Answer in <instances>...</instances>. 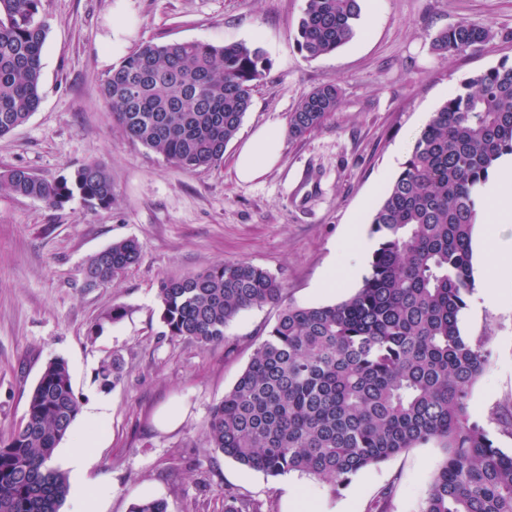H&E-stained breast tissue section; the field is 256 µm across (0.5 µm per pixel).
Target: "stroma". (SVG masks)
Instances as JSON below:
<instances>
[{"label": "stroma", "instance_id": "1", "mask_svg": "<svg viewBox=\"0 0 512 512\" xmlns=\"http://www.w3.org/2000/svg\"><path fill=\"white\" fill-rule=\"evenodd\" d=\"M307 0H41L48 25L42 51V102L23 125L0 138V170L22 166L48 181L96 161L112 177V204L91 210L80 200L62 208L0 189V436L23 416L44 365L69 367L80 406L109 405L108 437L91 478L109 488L104 512L160 498L168 512H224L232 489L290 512L287 489L320 512H365L394 484L390 512H419L444 460L421 445L359 473L335 497L321 482L270 478L208 448L203 427L212 408L246 367L254 342L276 319L273 306L243 311L226 343L198 346L165 335L157 288L238 259L282 279L300 305L332 304L353 286L322 293L329 267L343 268L354 226L371 215L400 173L433 112L462 83L512 63V0H361L354 37L335 53L302 54L297 26ZM132 29L126 44L107 49L114 20ZM466 19L491 24L486 47L443 58L436 34ZM244 42L270 66L239 129L286 126L303 95L337 85L343 104L301 140H285L280 163L263 178L239 182L231 141L221 163L186 172L131 143L107 107L101 85L145 42ZM133 237L138 263L105 285L84 286V267L112 242ZM122 319L107 321L113 306ZM469 338L487 337L490 365L473 388L470 412L487 424L492 409L512 404V303L467 305L460 320ZM120 354L122 378L109 391L95 382L101 361ZM178 420L163 425L164 412Z\"/></svg>", "mask_w": 512, "mask_h": 512}]
</instances>
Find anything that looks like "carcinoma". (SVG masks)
<instances>
[{
    "mask_svg": "<svg viewBox=\"0 0 512 512\" xmlns=\"http://www.w3.org/2000/svg\"><path fill=\"white\" fill-rule=\"evenodd\" d=\"M40 0H0V137L41 104V54L48 27ZM361 0H308L296 41L309 58L351 40ZM489 23L461 20L440 31L433 50L453 55L488 44ZM269 62L245 42H148L102 84V96L126 137L186 172L224 158ZM341 105L334 84L306 94L288 113L287 134L300 140ZM512 154V64L468 78L416 140L402 171L371 217L378 248L362 285L334 303L301 306L277 276L245 261L162 281L157 303L167 334L200 347L224 341L241 312L274 304L275 322L204 427L207 447L248 470L277 478L313 477L338 496L363 470L409 448L436 442L444 461L420 512H512V455L473 421L474 385L486 371V339L464 337L460 318L475 289L472 237L478 199L490 170ZM0 187L61 207L79 198L112 204V178L97 162L47 182L22 167L0 172ZM140 259L133 238L91 256L97 284ZM114 354L95 371L100 388L122 377ZM79 412L67 363L43 368L23 417L0 440V512H60L67 475L51 465ZM512 436V406L491 412ZM392 488L367 512H389ZM130 512H167L162 499ZM224 512H260L230 491Z\"/></svg>",
    "mask_w": 512,
    "mask_h": 512,
    "instance_id": "1",
    "label": "carcinoma"
}]
</instances>
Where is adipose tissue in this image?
I'll return each instance as SVG.
<instances>
[{"label": "adipose tissue", "instance_id": "1", "mask_svg": "<svg viewBox=\"0 0 512 512\" xmlns=\"http://www.w3.org/2000/svg\"><path fill=\"white\" fill-rule=\"evenodd\" d=\"M282 148L283 132L279 126L266 123L254 129L236 154L234 171L237 180L249 183L265 176L279 163ZM511 185L512 155H507L489 176L486 205L477 218L485 228L480 250L487 264V271L479 284V296L487 305L501 303L508 290L512 289V246H505L495 233L488 230L489 223L512 220V196L504 192L505 187ZM107 409V404L102 401L84 409L83 434L65 456L75 479L71 512H102L103 487L89 483L86 474L106 431Z\"/></svg>", "mask_w": 512, "mask_h": 512}]
</instances>
